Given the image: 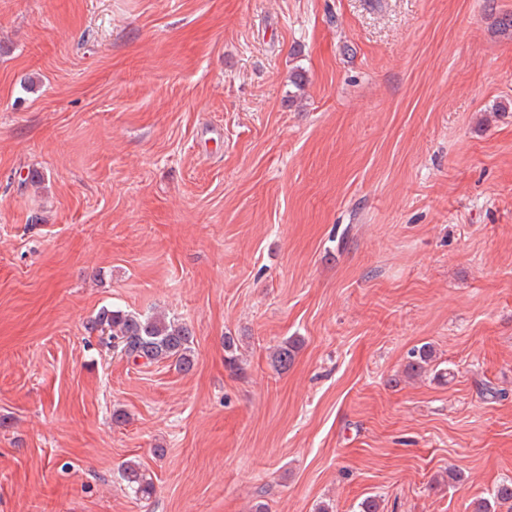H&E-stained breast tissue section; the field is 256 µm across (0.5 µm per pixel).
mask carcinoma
Wrapping results in <instances>:
<instances>
[{
  "label": "carcinoma",
  "instance_id": "cac0c4a2",
  "mask_svg": "<svg viewBox=\"0 0 512 512\" xmlns=\"http://www.w3.org/2000/svg\"><path fill=\"white\" fill-rule=\"evenodd\" d=\"M90 332L100 335V342L113 352L134 362L145 364L172 361L181 370L192 365L193 335L188 326L163 315H141L122 309L102 308L89 322ZM300 339L291 338L272 354L274 366L286 370L295 360ZM433 360L430 347L423 345L409 352L406 375H421ZM122 478L133 492L147 497L153 492V483L138 464L129 461L122 469ZM470 512H512V481L499 483L487 497L475 498L469 503Z\"/></svg>",
  "mask_w": 512,
  "mask_h": 512
}]
</instances>
